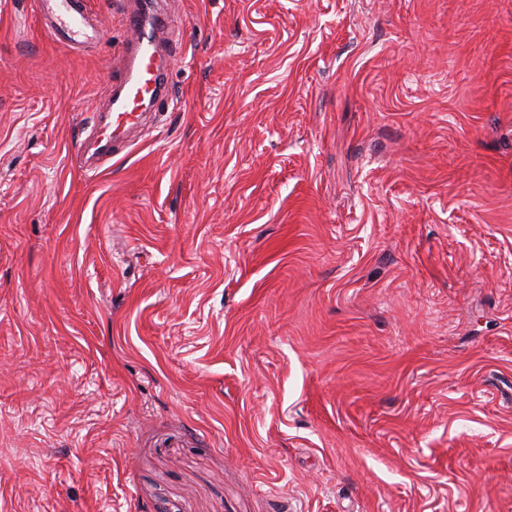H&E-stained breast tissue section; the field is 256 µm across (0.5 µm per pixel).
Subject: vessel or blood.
I'll list each match as a JSON object with an SVG mask.
<instances>
[{"instance_id":"vessel-or-blood-1","label":"vessel or blood","mask_w":512,"mask_h":512,"mask_svg":"<svg viewBox=\"0 0 512 512\" xmlns=\"http://www.w3.org/2000/svg\"><path fill=\"white\" fill-rule=\"evenodd\" d=\"M47 12L70 40L85 36L86 0H52ZM120 16L130 41L120 52V74L111 87L106 113L90 133L96 143L86 164L90 171L98 169L100 157L126 147L131 132L143 126L146 112L158 108L165 97L166 51L160 36L175 26V18L162 0H134Z\"/></svg>"}]
</instances>
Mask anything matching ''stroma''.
Here are the masks:
<instances>
[{"label":"stroma","instance_id":"obj_1","mask_svg":"<svg viewBox=\"0 0 512 512\" xmlns=\"http://www.w3.org/2000/svg\"><path fill=\"white\" fill-rule=\"evenodd\" d=\"M0 0V512H512V0ZM42 2H52L53 5L47 7V13L51 18L50 33H56L59 28L68 35L71 41L79 42L78 38L86 36L87 0H41ZM130 3L133 5L120 13L130 42L120 52V74L111 83L106 113L98 127L74 146L75 154L81 156L89 140L97 143L86 161L87 171L100 168L99 156L104 155L107 162L114 151L126 147L131 132L143 126L146 112L158 109L165 97L167 57L160 34L177 22L168 15L163 1Z\"/></svg>","mask_w":512,"mask_h":512}]
</instances>
